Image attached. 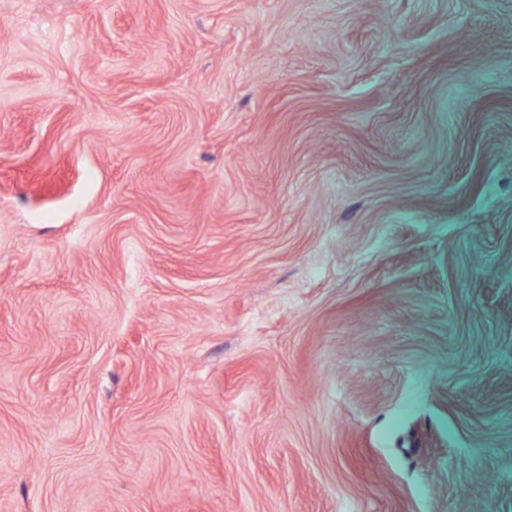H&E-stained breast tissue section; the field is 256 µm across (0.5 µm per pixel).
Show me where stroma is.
Instances as JSON below:
<instances>
[{
	"label": "stroma",
	"instance_id": "stroma-1",
	"mask_svg": "<svg viewBox=\"0 0 512 512\" xmlns=\"http://www.w3.org/2000/svg\"><path fill=\"white\" fill-rule=\"evenodd\" d=\"M512 512V0H0V512Z\"/></svg>",
	"mask_w": 512,
	"mask_h": 512
}]
</instances>
